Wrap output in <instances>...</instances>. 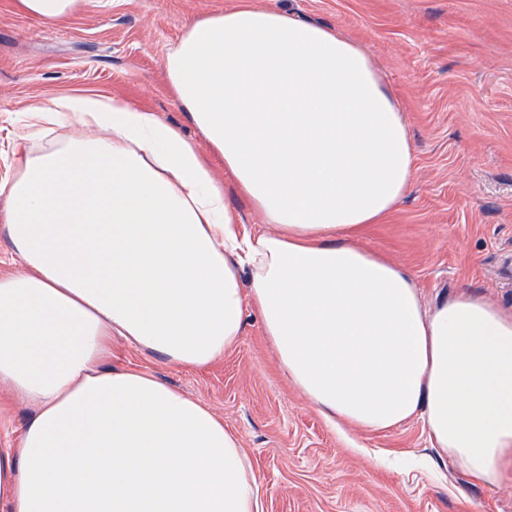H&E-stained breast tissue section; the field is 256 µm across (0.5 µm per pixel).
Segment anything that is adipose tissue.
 <instances>
[{
	"label": "adipose tissue",
	"instance_id": "1",
	"mask_svg": "<svg viewBox=\"0 0 512 512\" xmlns=\"http://www.w3.org/2000/svg\"><path fill=\"white\" fill-rule=\"evenodd\" d=\"M187 120L264 229L241 224L197 144L118 97L28 107L0 229V387L33 409L0 448L9 512H262L239 436L204 403L112 364L120 336L201 369L258 315L283 374L335 427L419 419L439 458L512 480V309L425 303L361 243L399 207L415 152L396 97L336 29L239 5L165 56ZM75 121L32 154L33 138Z\"/></svg>",
	"mask_w": 512,
	"mask_h": 512
}]
</instances>
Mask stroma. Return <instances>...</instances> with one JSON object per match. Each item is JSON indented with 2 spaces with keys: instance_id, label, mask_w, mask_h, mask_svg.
<instances>
[{
  "instance_id": "obj_1",
  "label": "stroma",
  "mask_w": 512,
  "mask_h": 512,
  "mask_svg": "<svg viewBox=\"0 0 512 512\" xmlns=\"http://www.w3.org/2000/svg\"><path fill=\"white\" fill-rule=\"evenodd\" d=\"M235 0H83L49 25L0 0V179L16 173L26 107L117 96L185 125L164 70L194 21ZM336 28L366 52L401 103L415 170L399 209L363 243L410 271L425 300L472 290L512 306V0H250ZM222 361L191 370L112 340V363L146 371L207 404L235 430L264 512H512L493 489L429 454L412 420L384 434L332 429L277 366L253 311ZM30 407L0 389V448L16 447Z\"/></svg>"
}]
</instances>
